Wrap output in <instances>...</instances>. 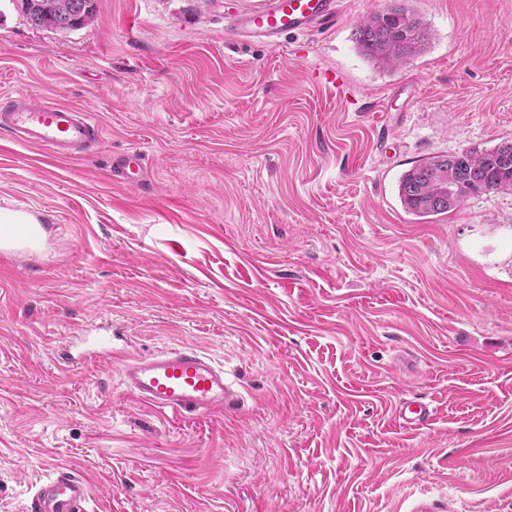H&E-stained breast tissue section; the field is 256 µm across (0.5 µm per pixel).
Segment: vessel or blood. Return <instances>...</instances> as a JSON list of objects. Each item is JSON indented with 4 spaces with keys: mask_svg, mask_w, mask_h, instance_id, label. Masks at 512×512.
Segmentation results:
<instances>
[{
    "mask_svg": "<svg viewBox=\"0 0 512 512\" xmlns=\"http://www.w3.org/2000/svg\"><path fill=\"white\" fill-rule=\"evenodd\" d=\"M341 0H258L241 10L229 24L239 42L279 43L288 35H305L333 21ZM0 131L17 143L34 146L58 160L89 156L98 150L101 130L90 113L57 103L32 91L0 97ZM110 178L119 184L142 188L152 178L142 152L113 156ZM40 231L24 225L0 236V247L17 257L32 255ZM59 364L71 367L99 361L117 371L124 390L153 410L174 416L221 414L235 410L240 393L224 377L223 365L193 347L162 350L149 356L116 352L111 333L82 328L60 346ZM435 411L418 397L403 399L395 418L404 427L430 424ZM90 497L87 482L71 469L60 467L36 489L28 512H86Z\"/></svg>",
    "mask_w": 512,
    "mask_h": 512,
    "instance_id": "obj_1",
    "label": "vessel or blood"
}]
</instances>
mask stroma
I'll return each instance as SVG.
<instances>
[{"label": "stroma", "instance_id": "1", "mask_svg": "<svg viewBox=\"0 0 512 512\" xmlns=\"http://www.w3.org/2000/svg\"><path fill=\"white\" fill-rule=\"evenodd\" d=\"M255 2L98 0L55 33L0 0V94L102 129L64 162L0 132V210L43 238L0 256V512L58 466L88 512H512V191L431 220L398 196L417 161L512 140V0H404L430 39L394 69L353 38L391 0L238 43L225 18ZM133 149L144 190L108 173ZM98 324L134 355L198 347L241 405L173 417L60 370ZM409 395L431 424L398 423Z\"/></svg>", "mask_w": 512, "mask_h": 512}]
</instances>
